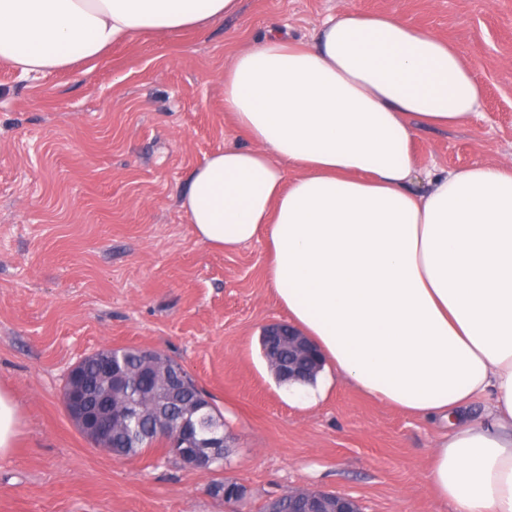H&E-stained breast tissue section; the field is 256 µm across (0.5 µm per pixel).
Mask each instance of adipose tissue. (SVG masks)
Wrapping results in <instances>:
<instances>
[{"label": "adipose tissue", "mask_w": 512, "mask_h": 512, "mask_svg": "<svg viewBox=\"0 0 512 512\" xmlns=\"http://www.w3.org/2000/svg\"><path fill=\"white\" fill-rule=\"evenodd\" d=\"M242 4L0 0V60L43 76ZM482 97L448 40L341 5L310 40L273 28L236 50L224 112L248 142L206 155L179 199L212 248L265 241L269 287L339 379L450 421L427 474L450 512H512V163L422 174L413 142Z\"/></svg>", "instance_id": "adipose-tissue-1"}]
</instances>
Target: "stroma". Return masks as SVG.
<instances>
[{
	"instance_id": "stroma-1",
	"label": "stroma",
	"mask_w": 512,
	"mask_h": 512,
	"mask_svg": "<svg viewBox=\"0 0 512 512\" xmlns=\"http://www.w3.org/2000/svg\"><path fill=\"white\" fill-rule=\"evenodd\" d=\"M455 44L484 86L462 126L423 128L421 167L512 160V0H349ZM340 0H245L205 31L145 33L99 61L33 79L0 61V388L21 409L0 457V512H228L213 483L242 484V512L297 488L362 512H448L426 473L439 421L330 384L278 382L260 337L287 322L264 278L266 247L195 239L179 206L188 171L233 141L224 69L269 28L310 38ZM180 359L224 415L223 470L153 449L117 460L68 418L71 366L103 347Z\"/></svg>"
}]
</instances>
